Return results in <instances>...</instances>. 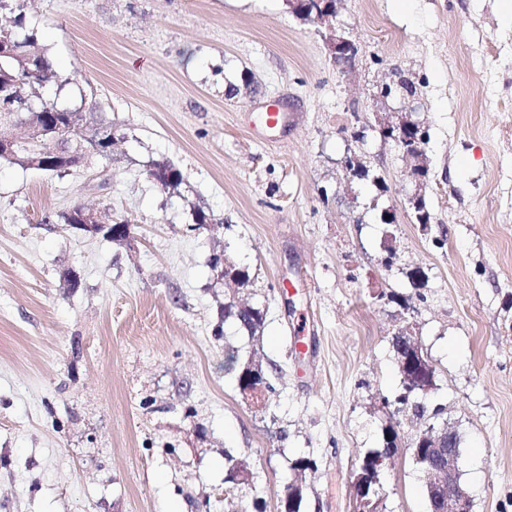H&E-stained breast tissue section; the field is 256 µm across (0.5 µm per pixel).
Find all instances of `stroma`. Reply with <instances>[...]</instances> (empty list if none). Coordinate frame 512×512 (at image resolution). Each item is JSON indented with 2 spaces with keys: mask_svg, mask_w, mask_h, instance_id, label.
Here are the masks:
<instances>
[{
  "mask_svg": "<svg viewBox=\"0 0 512 512\" xmlns=\"http://www.w3.org/2000/svg\"><path fill=\"white\" fill-rule=\"evenodd\" d=\"M14 3L53 63L43 100L116 142L61 176L0 160V512H278L300 457L316 463L303 512H354L404 326L436 368L473 512H512V0H339L321 26L286 0ZM400 74L415 93L379 97ZM273 106L284 123L255 140ZM401 111L428 128L427 232L412 161L374 127ZM353 154L372 179H351ZM150 159L183 184L160 190ZM76 205L128 218V238L50 223ZM197 209L214 226L194 229ZM222 251L250 272L256 337L221 320ZM229 346L277 365L265 409ZM233 459L251 479L229 498ZM423 486L399 448L375 512H428ZM330 48L336 62L349 65L355 59L356 54L353 50L356 47L354 43L342 33L336 32V35L330 38ZM144 173L160 189H175L184 181V174L168 160H152L145 165Z\"/></svg>",
  "mask_w": 512,
  "mask_h": 512,
  "instance_id": "35a3bbf8",
  "label": "stroma"
}]
</instances>
